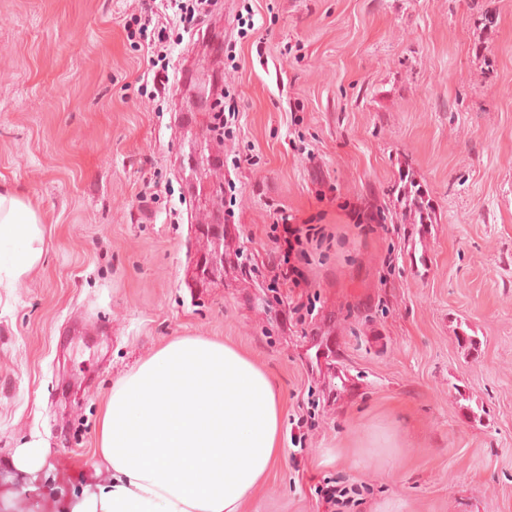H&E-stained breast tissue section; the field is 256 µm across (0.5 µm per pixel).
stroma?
<instances>
[{"label": "stroma", "instance_id": "stroma-1", "mask_svg": "<svg viewBox=\"0 0 512 512\" xmlns=\"http://www.w3.org/2000/svg\"><path fill=\"white\" fill-rule=\"evenodd\" d=\"M142 6L0 0V188L44 240L0 288V512L109 486L105 399L184 337L242 353L282 405L284 455L240 512H323L328 483L342 512H512V0H217L231 58L183 42L170 67L198 78L161 103L124 28ZM217 86L240 109L219 143ZM283 211L333 235L306 288L262 264ZM340 368L360 384L336 391Z\"/></svg>", "mask_w": 512, "mask_h": 512}]
</instances>
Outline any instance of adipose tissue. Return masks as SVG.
Returning a JSON list of instances; mask_svg holds the SVG:
<instances>
[{
  "label": "adipose tissue",
  "mask_w": 512,
  "mask_h": 512,
  "mask_svg": "<svg viewBox=\"0 0 512 512\" xmlns=\"http://www.w3.org/2000/svg\"><path fill=\"white\" fill-rule=\"evenodd\" d=\"M42 252L36 212L0 193V288ZM281 413L269 379L233 348L172 341L114 385L99 426L112 484L71 512H238L280 457Z\"/></svg>",
  "instance_id": "obj_1"
}]
</instances>
